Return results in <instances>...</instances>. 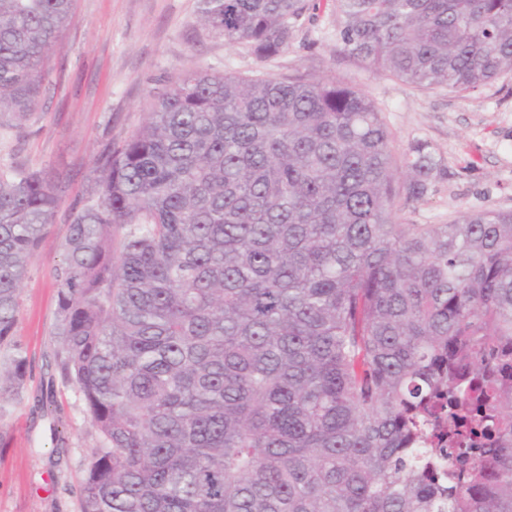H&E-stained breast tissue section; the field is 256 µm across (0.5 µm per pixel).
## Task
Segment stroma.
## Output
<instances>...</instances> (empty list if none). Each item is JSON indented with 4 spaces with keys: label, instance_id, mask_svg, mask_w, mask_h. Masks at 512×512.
<instances>
[{
    "label": "stroma",
    "instance_id": "stroma-1",
    "mask_svg": "<svg viewBox=\"0 0 512 512\" xmlns=\"http://www.w3.org/2000/svg\"><path fill=\"white\" fill-rule=\"evenodd\" d=\"M197 0H76L75 18L53 56L52 86L39 117L0 130V157L67 173L71 197L88 187L93 157L144 122L152 90L189 66L236 72L329 74L380 109L395 155L427 142L441 166L427 193L398 199L404 224H448L460 212L512 210V80L465 95L420 91L349 60L336 40L332 0H321L288 52L258 62L197 20ZM64 221L49 227L24 279L13 337L27 351L19 397L0 402V512H77L88 456L97 444L83 404L56 361L55 270Z\"/></svg>",
    "mask_w": 512,
    "mask_h": 512
}]
</instances>
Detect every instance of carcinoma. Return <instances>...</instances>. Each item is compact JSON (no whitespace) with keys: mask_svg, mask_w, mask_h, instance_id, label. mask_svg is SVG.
<instances>
[{"mask_svg":"<svg viewBox=\"0 0 512 512\" xmlns=\"http://www.w3.org/2000/svg\"><path fill=\"white\" fill-rule=\"evenodd\" d=\"M371 71L512 76V0H333ZM319 0H198L259 62ZM75 0H0V127L37 116ZM440 167L396 159L329 75L185 68L95 155L56 269L62 371L98 443L79 512H512V210L401 224ZM62 173L0 162V398Z\"/></svg>","mask_w":512,"mask_h":512,"instance_id":"obj_1","label":"carcinoma"}]
</instances>
